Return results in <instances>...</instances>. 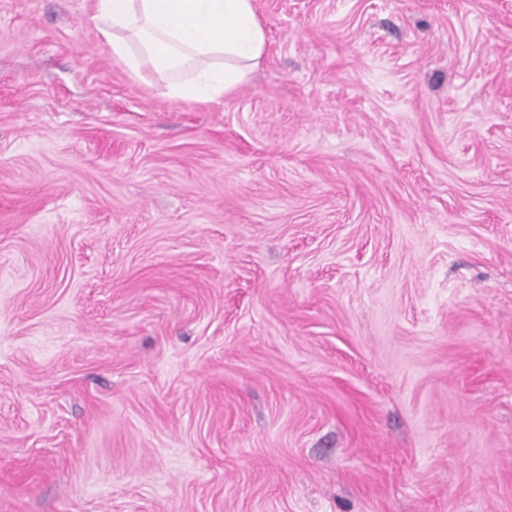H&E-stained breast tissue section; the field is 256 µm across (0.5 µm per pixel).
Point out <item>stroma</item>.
<instances>
[{
    "mask_svg": "<svg viewBox=\"0 0 512 512\" xmlns=\"http://www.w3.org/2000/svg\"><path fill=\"white\" fill-rule=\"evenodd\" d=\"M0 0V512H512V0H255L201 105Z\"/></svg>",
    "mask_w": 512,
    "mask_h": 512,
    "instance_id": "35a3bbf8",
    "label": "stroma"
}]
</instances>
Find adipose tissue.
<instances>
[{"mask_svg":"<svg viewBox=\"0 0 512 512\" xmlns=\"http://www.w3.org/2000/svg\"><path fill=\"white\" fill-rule=\"evenodd\" d=\"M94 20L116 63L198 104L232 94L267 46L254 0H95Z\"/></svg>","mask_w":512,"mask_h":512,"instance_id":"1","label":"adipose tissue"}]
</instances>
